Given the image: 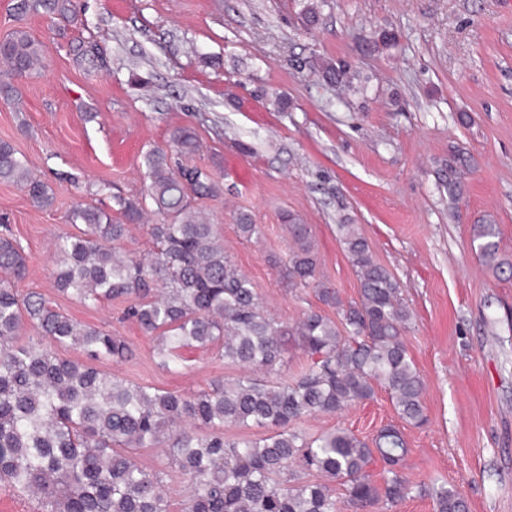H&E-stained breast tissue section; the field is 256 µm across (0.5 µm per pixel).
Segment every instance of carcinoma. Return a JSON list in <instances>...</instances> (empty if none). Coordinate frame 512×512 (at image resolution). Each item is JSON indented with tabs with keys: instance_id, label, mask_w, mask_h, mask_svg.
Segmentation results:
<instances>
[{
	"instance_id": "carcinoma-1",
	"label": "carcinoma",
	"mask_w": 512,
	"mask_h": 512,
	"mask_svg": "<svg viewBox=\"0 0 512 512\" xmlns=\"http://www.w3.org/2000/svg\"><path fill=\"white\" fill-rule=\"evenodd\" d=\"M323 0H306L307 26L317 23ZM19 17L47 13L70 20L75 0H15ZM397 35L383 30L362 41L367 52L394 46ZM44 45L25 28L0 40V96L12 99L15 77L38 74ZM314 69L328 83L348 79L341 60L319 58ZM170 146L183 156L201 144L187 128L175 130ZM462 159L448 164V197H460ZM145 195L113 197L120 218L94 207L77 206L73 223L83 228L59 244L53 271L57 290L85 305L112 299L130 302L125 315L155 339L158 367L179 372L189 355L214 351L243 368L233 379L217 377L194 394L128 383L99 370L95 361H123L133 355L121 336L80 324L40 294L21 295L13 281L28 270L17 241L0 236V482L40 495L46 512H169L162 470L136 460L144 448H160L167 464L187 482L182 512H342L331 483L342 485L348 507L363 512L379 502L395 505L428 492L405 473L410 453L401 429L389 424L371 442L346 429L308 436L297 422L332 415L371 400L376 388L390 396L398 417L421 426L426 421L424 384L408 354L404 332L413 314L401 301L396 277L378 263L353 224L337 225L360 282L359 300L344 303L336 289L317 279V252L310 230L290 212L281 215L293 247L282 277L291 289H313L318 300L337 310L338 320L311 311L294 324L276 320L264 308L248 278L224 252L216 225L203 219L197 199L222 193L205 170L173 168L169 153L144 155ZM0 181L20 186L40 207L53 197L14 146L0 141ZM164 217L146 225L156 250L147 258L121 248L129 226L148 213ZM246 240L259 234L246 213L236 217ZM472 243L493 271H512L498 259L492 224L473 226ZM35 336H27V329ZM72 347L90 362L61 357ZM308 364L292 380L268 375L284 364L290 348ZM256 426L253 438H230L224 426ZM382 471L368 472L374 461ZM319 480L306 479L309 473ZM437 512H466L454 490L434 491Z\"/></svg>"
}]
</instances>
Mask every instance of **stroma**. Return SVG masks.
Segmentation results:
<instances>
[{
    "instance_id": "obj_1",
    "label": "stroma",
    "mask_w": 512,
    "mask_h": 512,
    "mask_svg": "<svg viewBox=\"0 0 512 512\" xmlns=\"http://www.w3.org/2000/svg\"><path fill=\"white\" fill-rule=\"evenodd\" d=\"M13 4L0 0V39L25 27L45 61L15 79L19 104L0 99V140L53 195L39 208L0 182V231L29 260L18 292L41 293L74 320L123 337L132 358L100 362L103 372L183 393L239 375L202 352L180 373L160 369L154 340L123 320L125 301L84 306L51 276L60 238L78 231L73 207L108 211L113 195L142 192L144 153L167 146L175 128H193L203 149L191 163L223 188L201 209L276 320L337 315L313 290L283 282L292 242L282 213L308 225L317 277L346 301L358 300L360 284L337 227L358 226L414 314L404 340L427 421L403 428L412 480L456 490L467 512H512V278L471 247L473 225L493 224L512 262V0H326L311 28L304 0H78L72 23L20 19ZM384 30L397 31L396 47L360 50ZM81 42L95 45V68L76 60ZM318 57L350 62L352 84L319 79ZM456 154L467 166L452 206L442 178ZM242 210L258 238L239 237ZM398 421L380 388L301 427L346 428L368 441Z\"/></svg>"
}]
</instances>
